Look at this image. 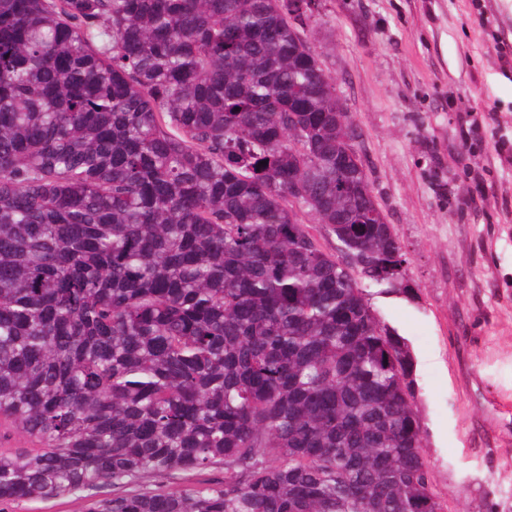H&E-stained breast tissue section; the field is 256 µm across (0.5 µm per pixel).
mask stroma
Masks as SVG:
<instances>
[{
    "instance_id": "1",
    "label": "stroma",
    "mask_w": 512,
    "mask_h": 512,
    "mask_svg": "<svg viewBox=\"0 0 512 512\" xmlns=\"http://www.w3.org/2000/svg\"><path fill=\"white\" fill-rule=\"evenodd\" d=\"M307 35L407 253L412 296L367 298L410 347L433 489L447 512H512V0H321Z\"/></svg>"
}]
</instances>
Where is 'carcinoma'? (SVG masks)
<instances>
[{
    "mask_svg": "<svg viewBox=\"0 0 512 512\" xmlns=\"http://www.w3.org/2000/svg\"><path fill=\"white\" fill-rule=\"evenodd\" d=\"M291 0H0V505L435 512L405 339L366 289L349 120ZM307 142L291 140L295 127ZM375 261L324 252L288 201ZM38 448L26 434L2 422L0 426V453L14 454ZM224 480V466L215 465L214 467L200 473H187L175 471L163 477L148 476L141 480L140 485L154 488L157 484L165 485L175 490H187L195 486L198 482H219ZM112 484H99L77 494H62L46 500H24L0 506L4 512H88L101 499L112 497Z\"/></svg>",
    "mask_w": 512,
    "mask_h": 512,
    "instance_id": "obj_1",
    "label": "carcinoma"
}]
</instances>
